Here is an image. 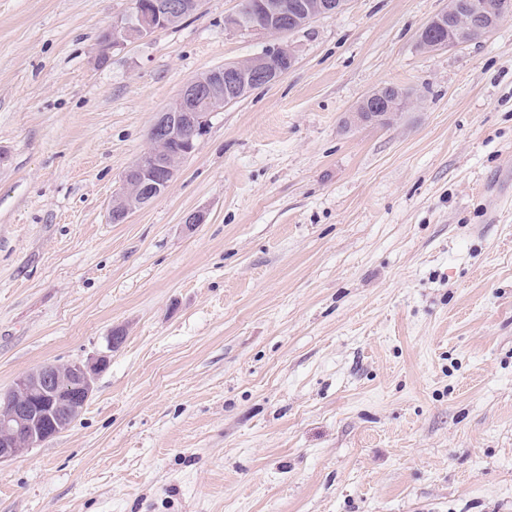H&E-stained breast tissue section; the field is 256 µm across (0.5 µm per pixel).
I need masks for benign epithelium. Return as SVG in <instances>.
<instances>
[{"mask_svg": "<svg viewBox=\"0 0 512 512\" xmlns=\"http://www.w3.org/2000/svg\"><path fill=\"white\" fill-rule=\"evenodd\" d=\"M200 0H138L131 16L112 21L106 29L107 40L100 45L98 61L107 58L110 51L131 42L154 36L181 21L196 10ZM345 0H298L295 13L287 15L265 2L257 9L263 13L262 23H245L237 13L224 17V28L230 31L258 30L270 36L290 25L294 29L336 13ZM466 12L478 25H497L512 17V0H497L494 10H485L480 0H448V9L430 20L420 33V46L437 50L465 43L470 29L460 23L461 12ZM432 28L449 32L448 39L433 42L426 38ZM295 63L291 47L276 43L261 54L245 61L226 63L208 70L185 83L176 100L158 114L150 130L152 147L140 154L122 177L120 191L110 205L112 223L122 224L129 216L162 196L176 177L180 165L189 157L208 132L211 118L225 106L245 97L253 87L264 86L279 79ZM383 97L379 90L369 93L359 103L349 120L365 123L375 117L391 118L392 103L378 104L385 112L369 111L370 104ZM178 140L183 142L181 157L164 156L157 152L160 144ZM109 355L99 354L85 362L74 364V378L68 391L54 384V365L46 364L16 380L14 387L24 389L30 401L17 405L9 394L0 396V462L17 455L13 439L21 432L30 435L34 445L56 436L67 428L89 401L95 376L107 367Z\"/></svg>", "mask_w": 512, "mask_h": 512, "instance_id": "benign-epithelium-1", "label": "benign epithelium"}]
</instances>
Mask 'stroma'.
I'll return each instance as SVG.
<instances>
[{"label":"stroma","mask_w":512,"mask_h":512,"mask_svg":"<svg viewBox=\"0 0 512 512\" xmlns=\"http://www.w3.org/2000/svg\"><path fill=\"white\" fill-rule=\"evenodd\" d=\"M237 3L99 64L131 0H0V390L124 331L0 512H512V18L429 51L448 0L277 39ZM276 41L294 67L112 223L183 84ZM384 85L414 105L349 123Z\"/></svg>","instance_id":"1"}]
</instances>
